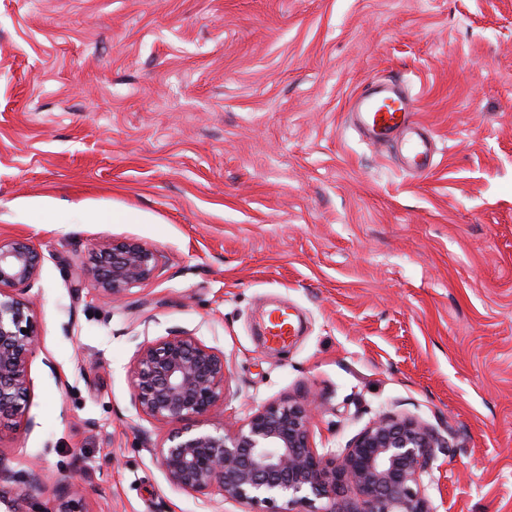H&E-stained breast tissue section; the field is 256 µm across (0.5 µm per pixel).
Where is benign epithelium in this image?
<instances>
[{"label": "benign epithelium", "mask_w": 512, "mask_h": 512, "mask_svg": "<svg viewBox=\"0 0 512 512\" xmlns=\"http://www.w3.org/2000/svg\"><path fill=\"white\" fill-rule=\"evenodd\" d=\"M42 261L26 241L0 240V422L21 417L28 396L29 361L41 336L23 292L37 281ZM159 267L157 251L137 239L101 242L73 287H84L88 276L99 298L119 302ZM229 376L224 353L185 332L138 351L133 405L169 426L160 442L145 447L171 486L239 504L282 500L280 512H437L424 479H433L437 453L451 445L418 418L381 413L337 453L313 446V403L290 397L259 407L231 432L179 426L223 406ZM48 481L36 462L16 471L0 459V504L9 502L7 512H87L84 489L74 481L58 483L53 506L37 501L34 494Z\"/></svg>", "instance_id": "obj_1"}]
</instances>
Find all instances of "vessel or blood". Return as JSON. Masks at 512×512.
<instances>
[{"label": "vessel or blood", "mask_w": 512, "mask_h": 512, "mask_svg": "<svg viewBox=\"0 0 512 512\" xmlns=\"http://www.w3.org/2000/svg\"><path fill=\"white\" fill-rule=\"evenodd\" d=\"M350 115L356 130L372 144L406 146L404 168L408 173L422 172L431 164L434 145L430 132L416 118L417 102L404 79L391 78L368 85L354 97ZM265 328L272 341L284 343L294 324L290 316L275 310Z\"/></svg>", "instance_id": "vessel-or-blood-1"}]
</instances>
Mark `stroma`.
Returning a JSON list of instances; mask_svg holds the SVG:
<instances>
[{"label":"stroma","instance_id":"35a3bbf8","mask_svg":"<svg viewBox=\"0 0 512 512\" xmlns=\"http://www.w3.org/2000/svg\"><path fill=\"white\" fill-rule=\"evenodd\" d=\"M398 75L432 168L363 139L348 104ZM67 202L62 224L49 212ZM0 237L43 256L17 471L87 512H247L167 482L131 399L171 331L223 352L212 424L317 397V448L394 411L439 431L438 512H512V0H0ZM134 237L155 279L110 305L71 282ZM302 327L265 342L267 308Z\"/></svg>","mask_w":512,"mask_h":512}]
</instances>
